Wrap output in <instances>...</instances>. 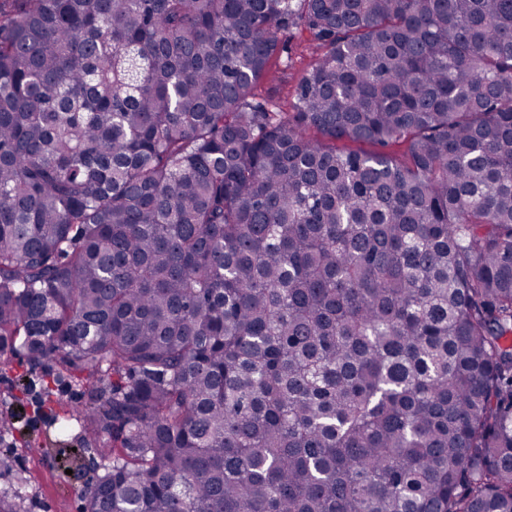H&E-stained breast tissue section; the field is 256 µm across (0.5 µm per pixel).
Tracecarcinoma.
<instances>
[{
    "instance_id": "carcinoma-1",
    "label": "carcinoma",
    "mask_w": 512,
    "mask_h": 512,
    "mask_svg": "<svg viewBox=\"0 0 512 512\" xmlns=\"http://www.w3.org/2000/svg\"><path fill=\"white\" fill-rule=\"evenodd\" d=\"M16 356L84 512H512V0H0ZM281 40L284 45L282 61L288 56V68L283 71V65H280L278 78L272 84H264L256 99L263 101L270 95L279 104L282 112L292 115L295 112L292 105L296 101L300 79L322 52L308 30L289 28L282 34Z\"/></svg>"
}]
</instances>
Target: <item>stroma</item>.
<instances>
[{
    "label": "stroma",
    "instance_id": "stroma-1",
    "mask_svg": "<svg viewBox=\"0 0 512 512\" xmlns=\"http://www.w3.org/2000/svg\"><path fill=\"white\" fill-rule=\"evenodd\" d=\"M288 66L259 92L260 98H273L282 111H291L301 77L317 61L320 51L311 33L289 28L281 36ZM52 389L56 401L36 402V395ZM88 386L59 375L53 360L34 364L13 359L0 368V430L7 441L0 452H9L12 473L0 474V491L14 484L13 472L27 478L26 512H82L83 486L96 477L100 451L83 441L75 428H61L56 416L60 409L84 403Z\"/></svg>",
    "mask_w": 512,
    "mask_h": 512
}]
</instances>
